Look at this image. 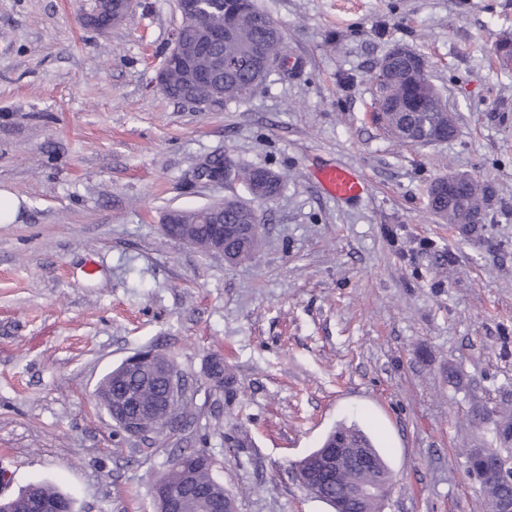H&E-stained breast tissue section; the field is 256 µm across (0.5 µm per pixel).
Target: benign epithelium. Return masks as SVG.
<instances>
[{
  "label": "benign epithelium",
  "instance_id": "1",
  "mask_svg": "<svg viewBox=\"0 0 512 512\" xmlns=\"http://www.w3.org/2000/svg\"><path fill=\"white\" fill-rule=\"evenodd\" d=\"M178 9L184 22L173 34V47L158 71L155 84L162 92H167V73L173 68H181L185 64L182 55L183 42L193 32H199L204 40H222L226 36L224 29L212 31L201 26L204 21L202 0H178ZM214 157L209 156L198 163L194 172L197 180H205L213 185H222L231 177L232 164L226 159L217 166ZM163 224H182L184 232L178 241L194 248H200L192 225L185 223L184 214L178 209L171 210L163 217ZM206 254L224 256V226L215 224L208 240ZM124 367L129 371L141 369L146 374L144 388L160 389L158 396H149L135 403L125 397L111 399L110 418L121 432L148 441L159 431L161 424L178 423L184 416L183 408L187 397L186 375L169 359L156 350L143 349L123 360ZM484 457L483 465L474 475L484 483L495 481L512 487V458H506L491 448L480 449ZM374 466L370 454L363 448L336 447L319 448L315 453L300 460L295 465V474L300 485L314 497L329 502L333 512H366L371 503L384 502L390 495L392 484L380 479L376 482L364 478L366 471ZM322 471L336 480L344 479L349 473L354 479L347 485V490L336 497H328L316 492L314 474ZM154 508L157 512H183L186 500H192L197 508L204 512H237L235 500L228 492L221 496L208 495L204 498L192 493L179 502L171 499L165 481L158 482L151 492Z\"/></svg>",
  "mask_w": 512,
  "mask_h": 512
}]
</instances>
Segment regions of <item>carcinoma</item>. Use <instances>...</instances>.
<instances>
[{"mask_svg":"<svg viewBox=\"0 0 512 512\" xmlns=\"http://www.w3.org/2000/svg\"><path fill=\"white\" fill-rule=\"evenodd\" d=\"M224 2V9H214L209 15L215 23L225 20L233 27L232 35L210 47L205 57H198L195 45L186 42L183 52L195 64L207 68L212 79L204 84H195L193 93L211 102L236 100L247 97L263 80L259 74L260 58L264 55L278 56L284 44L283 32H271L265 28L268 14L260 9L256 0H211V4ZM377 122L396 139L404 142L429 144L448 129L447 101L435 85L421 72L411 56L394 59L382 70L377 85ZM235 179L242 182L248 193L256 200L267 202L277 197L284 189L278 173L271 169L235 168ZM496 190L490 182L471 181L452 196L439 199L429 197L430 211L441 220L455 224L464 218H472L469 228L475 230L483 223L485 213L495 198ZM224 223L259 224L257 210L240 200L224 201ZM256 247L244 241L236 232L224 238V256L227 262L237 264L249 259ZM103 395H117L121 391H135L138 380L124 376L112 369L99 382ZM485 426L497 434L509 435L512 420L493 410H478ZM326 440H340L366 448L378 462L372 479L377 480L388 472V468L374 448L367 434L355 424H339L326 436ZM191 460L195 484L205 491L224 492V483L214 473L212 461L202 448H189L168 460L169 468L161 476L173 491L181 489L182 473L176 470L179 459ZM69 501L57 488L38 484L31 485L16 495L14 512H27L32 503L45 507H56Z\"/></svg>","mask_w":512,"mask_h":512,"instance_id":"cac0c4a2","label":"carcinoma"}]
</instances>
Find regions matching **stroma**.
I'll return each mask as SVG.
<instances>
[{"label":"stroma","instance_id":"obj_1","mask_svg":"<svg viewBox=\"0 0 512 512\" xmlns=\"http://www.w3.org/2000/svg\"><path fill=\"white\" fill-rule=\"evenodd\" d=\"M284 31L285 67L246 98L199 109L154 79L182 18L136 0L85 26L87 0H0V470L7 494L43 483L74 512H153L150 484L179 448L212 456L238 512H330L293 474L336 424L388 465L383 512H487L468 474L491 448L475 408L512 412V0H258ZM422 56L457 115L445 142L372 123V77L394 45ZM278 172L255 201L251 258L231 265L169 238L162 218L244 196L194 180L205 157ZM358 201L313 177L333 164ZM450 173L495 184L482 228L428 208ZM147 345L189 378L191 426L142 442L93 396ZM232 375L204 376L211 354ZM315 177L324 192L339 201H357L367 191L365 182L348 166L324 167L315 171Z\"/></svg>","mask_w":512,"mask_h":512}]
</instances>
